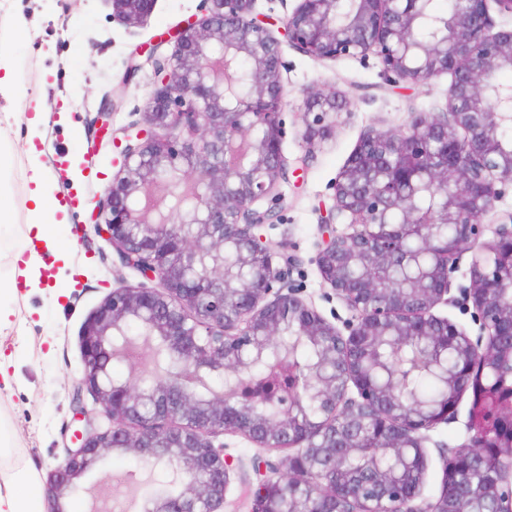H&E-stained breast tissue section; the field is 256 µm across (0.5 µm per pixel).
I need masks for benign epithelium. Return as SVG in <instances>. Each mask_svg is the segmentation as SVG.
Here are the masks:
<instances>
[{
    "mask_svg": "<svg viewBox=\"0 0 512 512\" xmlns=\"http://www.w3.org/2000/svg\"><path fill=\"white\" fill-rule=\"evenodd\" d=\"M257 0H202L204 15L176 29L175 50L160 39L138 54L152 67L154 90L139 121L111 137L122 158L112 184L98 201L95 221L119 264L143 281L112 289L82 325L83 374L73 412L83 429L73 433L65 458L48 475L59 500L114 450L133 452L174 477L175 491L160 494L146 512H224L233 479H257L250 512H463L448 490L456 481L455 455L440 452L439 496L421 497L427 469L428 432L457 418L470 393L465 427L472 448L512 447V385L488 374L499 355L493 336H512V215L480 240L483 218L494 211L496 183L512 182V145L500 136L512 121V88L500 92L495 74L512 67V28L491 14L512 16V0H450L448 18L428 40L414 33L429 19L431 0H352L337 20L338 0H279L284 11L278 37L256 11ZM156 0H112L113 13L129 24L144 22ZM316 60L374 55L384 78L427 83L451 76L440 112H412L398 132L371 130L332 184L331 218L349 219L341 233L321 225L326 238L314 258L322 279L352 313L344 329L325 318L290 284L295 254L272 252L260 230L278 219L277 184L289 180L282 41ZM245 61L249 75L231 101L224 91V62ZM346 101L334 92L309 90L301 112L306 144L326 140ZM173 175L199 186L186 210H160L155 185ZM436 190L424 209L406 189L419 179ZM264 199L271 206L256 204ZM443 224L456 239L437 238ZM434 245L427 280L384 287L354 266L377 267L407 258L404 242L414 227ZM471 254L470 285L451 295L458 257ZM472 307L481 318L472 337L446 317L440 304ZM165 353L166 370L149 382L112 374L115 343L130 325ZM297 325L298 335L321 346L323 373L312 398L323 419L301 417L302 398L248 379L252 361L280 362L279 339ZM403 345L419 339L453 343L465 356L451 406L426 418L414 404L400 405L393 390L367 381L368 352L379 339ZM229 371L238 398L205 394L210 379ZM94 399L88 409L83 392ZM277 396V414L259 410ZM110 426L103 428L99 419ZM380 433L379 451L408 452L414 476L390 484L374 468L345 467L361 447L364 421ZM240 436L264 451L289 450L274 462L257 454L244 462L224 453L222 437ZM309 499L297 505L300 487ZM493 512H512V452L485 487Z\"/></svg>",
    "mask_w": 512,
    "mask_h": 512,
    "instance_id": "obj_1",
    "label": "benign epithelium"
}]
</instances>
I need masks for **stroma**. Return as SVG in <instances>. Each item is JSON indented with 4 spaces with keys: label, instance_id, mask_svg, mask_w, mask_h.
<instances>
[{
    "label": "stroma",
    "instance_id": "35a3bbf8",
    "mask_svg": "<svg viewBox=\"0 0 512 512\" xmlns=\"http://www.w3.org/2000/svg\"><path fill=\"white\" fill-rule=\"evenodd\" d=\"M201 0H156L151 16L137 26L126 25L112 12L111 0H0V30L23 25L24 37L8 44L17 60L15 82L20 94L0 99V145L8 151L0 192L13 202V221L0 227V282H9L11 256L26 234L27 188L25 152L36 145L62 200L85 198L70 206L59 235L69 245L65 258L49 248L40 254L46 264L40 288H21L12 329L0 333V434L9 446L0 456L4 474L31 471L39 480L62 462L64 447L77 424L72 394L83 372L79 332L86 318L119 284H138L141 276L117 262L111 246L94 232L91 205L103 196L120 169V160L100 127L120 128L138 120L153 89L150 70L134 78L124 73L136 47L157 41L183 21L199 17ZM287 65L282 72L285 120L283 144L292 165L301 166L298 179L279 183L281 219L262 230L272 251L288 247L301 263L292 279L303 285L323 315L347 319L349 312L323 281L314 257L320 240L318 226L333 205L332 184L370 130H396L412 112H437L447 102L450 76L422 85L387 82L376 57L315 60L283 47ZM309 89L333 91L348 101L332 136L314 147L302 139L300 108ZM40 96L49 121L40 138L30 136L28 101ZM468 399H461L455 422L439 424L426 444L429 458L423 495L441 490L439 446L466 443ZM146 479L139 459L112 451L82 478V492L65 500L67 512H88L90 487L107 484L116 501H123L127 474Z\"/></svg>",
    "mask_w": 512,
    "mask_h": 512
}]
</instances>
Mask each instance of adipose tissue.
<instances>
[{
	"instance_id": "1",
	"label": "adipose tissue",
	"mask_w": 512,
	"mask_h": 512,
	"mask_svg": "<svg viewBox=\"0 0 512 512\" xmlns=\"http://www.w3.org/2000/svg\"><path fill=\"white\" fill-rule=\"evenodd\" d=\"M24 179L28 187L27 232L45 243L56 239L60 212L59 203L51 199L52 189L36 147L26 152ZM44 490L36 476L30 472L0 477V512H41Z\"/></svg>"
}]
</instances>
